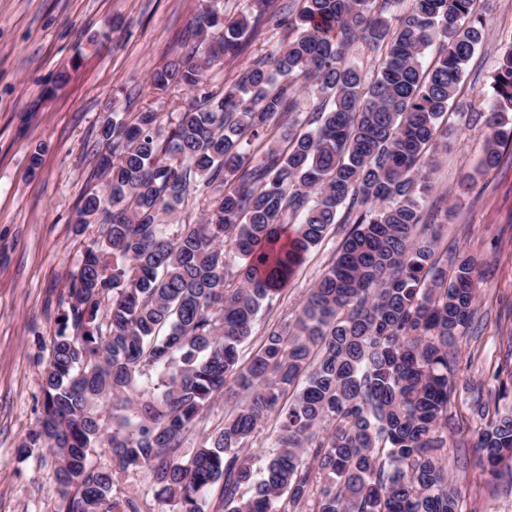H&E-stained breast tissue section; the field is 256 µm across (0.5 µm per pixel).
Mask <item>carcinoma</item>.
I'll list each match as a JSON object with an SVG mask.
<instances>
[{"label": "carcinoma", "mask_w": 512, "mask_h": 512, "mask_svg": "<svg viewBox=\"0 0 512 512\" xmlns=\"http://www.w3.org/2000/svg\"><path fill=\"white\" fill-rule=\"evenodd\" d=\"M257 13L208 7L154 89L199 93L164 131L153 110L103 118L97 175L79 224L103 220L70 278L48 345L42 413L17 447L59 458L57 512H146L148 492L119 479L149 470L170 512H461L448 481V347L475 315L478 269L440 246L422 200L448 151L440 119L487 32L475 0H250ZM296 35L219 91L207 68L256 38L257 19ZM381 48L367 79L357 41ZM482 172L512 142V46L496 62ZM307 131L269 137L301 114ZM217 196L198 224L168 231L198 192ZM334 258L294 324L265 332L242 361L257 314L330 230ZM230 393L222 427L188 458L203 412ZM113 398L112 420L99 402ZM276 415L277 451L244 450ZM111 459L92 463L88 449ZM490 469L512 460V412L477 435Z\"/></svg>", "instance_id": "1"}]
</instances>
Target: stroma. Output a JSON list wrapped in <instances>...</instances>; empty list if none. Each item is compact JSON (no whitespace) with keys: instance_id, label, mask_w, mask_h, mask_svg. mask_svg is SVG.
Returning a JSON list of instances; mask_svg holds the SVG:
<instances>
[{"instance_id":"1","label":"stroma","mask_w":512,"mask_h":512,"mask_svg":"<svg viewBox=\"0 0 512 512\" xmlns=\"http://www.w3.org/2000/svg\"><path fill=\"white\" fill-rule=\"evenodd\" d=\"M210 0H0V512H55L58 460L37 449L19 460L16 448L42 411L46 346L67 302V285L85 245L101 227L80 224L83 198L102 190L96 173L98 129L111 107L160 112L162 124L190 92L159 93L151 75L177 58L182 36ZM487 38L470 60L443 123L450 133L424 203L447 222L449 250L472 255L479 270L474 328L451 347L458 393L448 416V472L461 488L462 512H512V465L497 474L476 461V432L485 421L473 399L507 379L512 342V147L496 169L460 191L477 168L486 129L470 122L489 105L492 71L512 43V0H477ZM257 40L204 85L219 90L261 52L278 46L280 31L261 19ZM39 166H32V156ZM340 237L329 234L273 304L260 312L244 355L268 327L298 317L307 291L331 261Z\"/></svg>"}]
</instances>
